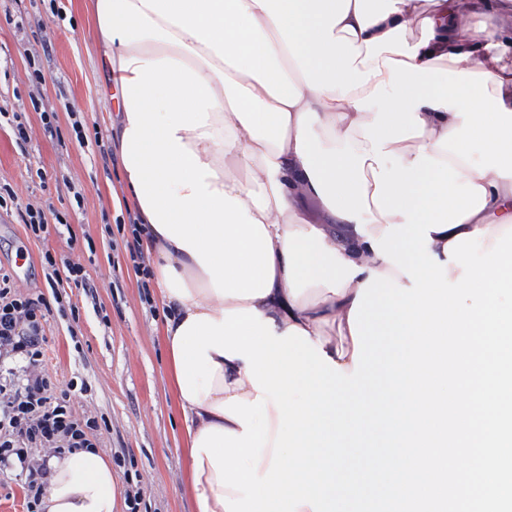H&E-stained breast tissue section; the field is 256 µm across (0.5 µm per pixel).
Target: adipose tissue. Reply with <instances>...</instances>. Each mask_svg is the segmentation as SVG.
I'll return each instance as SVG.
<instances>
[{"mask_svg":"<svg viewBox=\"0 0 512 512\" xmlns=\"http://www.w3.org/2000/svg\"><path fill=\"white\" fill-rule=\"evenodd\" d=\"M94 41L106 70L104 97L119 93L109 130L136 207L144 249L156 259L165 336L190 316L222 319L255 308L275 333L307 331L344 372H352L348 319L371 273L410 280L373 250L403 216H378L366 229L333 214L296 151L298 117L312 110L322 148L370 151L361 110L390 74L385 59L455 72L488 73L491 95L512 111V0H95ZM483 19L474 31L471 19ZM422 136L386 142L410 164L418 153L451 162L483 186L486 205L459 226L431 235L445 247L483 230L491 249L512 227V177L476 172L438 147L460 127L454 110L421 106ZM317 205L309 215L305 202ZM213 387L181 400L184 432L240 431L219 412L237 396L255 400L243 359L214 355ZM120 478L95 449L50 461L42 512H119Z\"/></svg>","mask_w":512,"mask_h":512,"instance_id":"adipose-tissue-1","label":"adipose tissue"}]
</instances>
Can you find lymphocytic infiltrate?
<instances>
[{"label":"lymphocytic infiltrate","mask_w":512,"mask_h":512,"mask_svg":"<svg viewBox=\"0 0 512 512\" xmlns=\"http://www.w3.org/2000/svg\"><path fill=\"white\" fill-rule=\"evenodd\" d=\"M44 298H19L0 277V356L24 363L21 377L0 383V470L24 476L26 512H37L48 475L47 458L92 446L87 426L69 413V394H51L37 369L45 361L40 320Z\"/></svg>","instance_id":"lymphocytic-infiltrate-1"}]
</instances>
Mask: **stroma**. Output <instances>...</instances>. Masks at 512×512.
I'll return each instance as SVG.
<instances>
[{
    "label": "stroma",
    "instance_id": "stroma-1",
    "mask_svg": "<svg viewBox=\"0 0 512 512\" xmlns=\"http://www.w3.org/2000/svg\"><path fill=\"white\" fill-rule=\"evenodd\" d=\"M92 23L83 0H0V270L16 292L49 299L43 372L69 389L73 418L97 422L121 499L136 512H194L153 259L130 252L138 215L116 204L124 184L102 117V62L85 40ZM35 212L46 240L26 231ZM47 248L87 273L58 304Z\"/></svg>",
    "mask_w": 512,
    "mask_h": 512
}]
</instances>
